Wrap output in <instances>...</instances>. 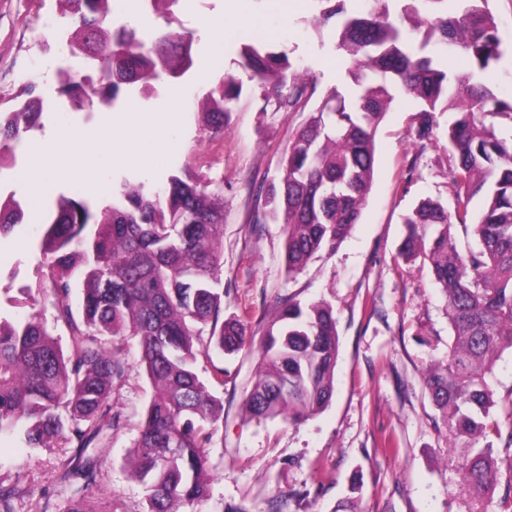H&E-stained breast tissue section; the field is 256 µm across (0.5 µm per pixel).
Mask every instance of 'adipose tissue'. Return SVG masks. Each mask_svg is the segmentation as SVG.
<instances>
[{
  "label": "adipose tissue",
  "mask_w": 512,
  "mask_h": 512,
  "mask_svg": "<svg viewBox=\"0 0 512 512\" xmlns=\"http://www.w3.org/2000/svg\"><path fill=\"white\" fill-rule=\"evenodd\" d=\"M181 104L171 100L162 112H140L130 109L113 113L108 123L114 130L110 158L123 161L128 157L129 141L139 147L138 161L145 166L164 153L175 141ZM86 134L83 130L62 124L53 136L45 141L31 143L27 165L18 172L32 199V213H40L45 188L63 179H75L88 189L101 186L100 162L93 156H80Z\"/></svg>",
  "instance_id": "1"
}]
</instances>
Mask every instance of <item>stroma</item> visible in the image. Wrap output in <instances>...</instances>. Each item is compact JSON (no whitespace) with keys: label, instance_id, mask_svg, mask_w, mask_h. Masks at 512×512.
Wrapping results in <instances>:
<instances>
[{"label":"stroma","instance_id":"1","mask_svg":"<svg viewBox=\"0 0 512 512\" xmlns=\"http://www.w3.org/2000/svg\"><path fill=\"white\" fill-rule=\"evenodd\" d=\"M506 49L490 86L498 97L512 98V0H489ZM318 0H179L174 13L181 28L193 32V64L157 93L122 95L118 103H95L77 110L56 103L45 112L28 140L44 138L57 124L92 130L84 144L89 154L104 155L94 134L102 118L136 107L159 112L171 97L182 104L177 129L180 146L151 166L115 162L103 166V187L94 193L70 180L50 184L43 210L59 195L98 204L111 200L121 179L162 186L183 168L221 183L224 191V316L248 323L255 336L276 311V302L291 297L301 303L322 301L333 310L339 334L334 392L322 411L297 423L282 418H252L245 398L256 379L257 347L228 354L211 350L199 357L198 370L208 376L212 365L225 368L223 385L213 395L224 406L221 443L211 451L214 466L210 493L201 512H336L353 503L357 512H503L506 482L475 497L457 475L456 442L433 405L424 376L429 365L448 355L452 341L446 299L428 268L400 254L404 215L423 198L451 206L454 188L448 175L444 136L450 113L435 115L429 137L417 134L416 101L398 95L375 139L371 191L358 224L336 250L318 253L296 275L285 267L282 225L253 223L262 209L260 186L276 179L306 113L279 111L275 99L246 80L238 66L236 36L212 54L208 35L197 32L205 18H224L241 29H264L265 42L287 53L295 73L317 79L319 91L345 85L346 66L335 51L331 28L316 29L312 19ZM56 0H0V110L10 109L23 85L35 83L45 96L55 93L58 58L68 56ZM206 81H198L200 72ZM242 79V92L230 103L224 132L211 137L194 113L195 102L220 77ZM35 220L0 237V289L23 305L43 307L36 290L41 256L33 241ZM126 372L113 397L121 414L109 447L101 449V478L91 505L112 512H144L145 493L132 477L127 458L138 436L153 390L138 364L135 341L121 353ZM58 448H24L0 439V485L20 486L25 497L19 512H29L43 493L63 502L54 468Z\"/></svg>","mask_w":512,"mask_h":512}]
</instances>
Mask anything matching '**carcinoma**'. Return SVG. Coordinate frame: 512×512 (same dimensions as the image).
I'll return each mask as SVG.
<instances>
[{
  "label": "carcinoma",
  "instance_id": "obj_1",
  "mask_svg": "<svg viewBox=\"0 0 512 512\" xmlns=\"http://www.w3.org/2000/svg\"><path fill=\"white\" fill-rule=\"evenodd\" d=\"M59 2L71 54L90 64L88 72L56 71L59 95L79 108L96 99L113 104L125 88L150 95L192 66L189 31L119 25L112 0ZM319 2L327 7L315 24L344 15L334 43L352 80L348 91L336 86L321 96L309 77L288 75L286 54L255 42L239 48L238 65L269 89L279 110L302 112L314 103L265 206L284 225L285 264L295 275L359 222L377 128L396 94L417 100L423 135L435 113L453 115L446 136L454 208L420 200L403 217L402 256L428 266L446 297L453 342L448 358L430 365L426 388L458 442L462 481L482 495L501 467L512 473V432L500 448L486 442L499 432L493 412L512 416V389L499 395L492 386L496 361L512 350V100L498 98L485 81L503 55L498 23L489 0H370L350 15L342 4ZM241 89L231 74L219 79L200 112L205 129L224 130L227 103ZM46 106L28 85L0 112V159L41 125ZM23 224L21 203L0 198V236ZM456 224L473 225L477 249H457ZM223 242L224 193L186 168L153 191L124 180L100 207L58 197L37 242L45 268L39 288L53 326L38 310L21 320L0 315V435L27 448L75 449L58 463L65 504L45 495L32 512H97L88 507L101 476L94 449L107 447L120 425L112 394L125 363L115 352L127 338L136 340L153 387L130 456L146 512H183L206 499L223 407L200 376L198 357L212 346L235 353L248 341L242 320L224 319ZM60 326L65 345L54 333ZM338 345L329 305L280 300L259 345V373L246 400L252 415L298 421L327 406ZM21 494L0 486V512H16Z\"/></svg>",
  "mask_w": 512,
  "mask_h": 512
}]
</instances>
